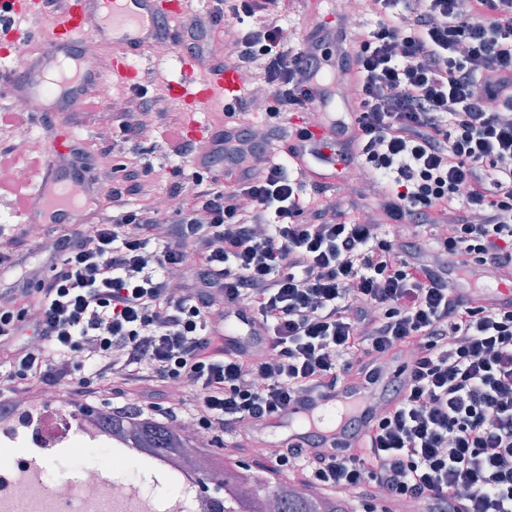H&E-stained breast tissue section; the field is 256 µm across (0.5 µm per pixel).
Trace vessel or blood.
<instances>
[{"mask_svg":"<svg viewBox=\"0 0 512 512\" xmlns=\"http://www.w3.org/2000/svg\"><path fill=\"white\" fill-rule=\"evenodd\" d=\"M44 0H0V26L12 29L16 20L40 14ZM192 0H67L42 40L66 67V74L52 79L39 70L0 67V99L9 100L14 90H22L33 110L69 112L91 90L96 65L81 54L90 18H97L96 36L111 49L105 66L113 76L126 82H139L142 71L138 59L155 45L154 36L164 24L177 21L191 7ZM180 78L171 82V96L182 102L185 111H223L242 96L240 69L227 66L216 74L197 71L192 57L178 59ZM83 186L72 176L58 175L45 167L35 190L19 198L17 209L23 216L48 224H76L81 218ZM347 398L344 391L314 401H297L287 411L268 419L271 427L288 428L283 446H296L305 433L326 436L339 434L346 422Z\"/></svg>","mask_w":512,"mask_h":512,"instance_id":"vessel-or-blood-1","label":"vessel or blood"}]
</instances>
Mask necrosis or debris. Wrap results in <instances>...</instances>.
<instances>
[{"instance_id":"1","label":"necrosis or debris","mask_w":512,"mask_h":512,"mask_svg":"<svg viewBox=\"0 0 512 512\" xmlns=\"http://www.w3.org/2000/svg\"><path fill=\"white\" fill-rule=\"evenodd\" d=\"M21 443L0 458L9 475L0 498L15 512H111L113 501L135 498L150 512H221L217 497L202 499L178 458L157 459L145 447L125 450L124 440L98 421L59 408L13 403L0 416V445Z\"/></svg>"}]
</instances>
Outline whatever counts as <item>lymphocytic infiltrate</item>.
<instances>
[{
  "label": "lymphocytic infiltrate",
  "mask_w": 512,
  "mask_h": 512,
  "mask_svg": "<svg viewBox=\"0 0 512 512\" xmlns=\"http://www.w3.org/2000/svg\"><path fill=\"white\" fill-rule=\"evenodd\" d=\"M375 29L357 49L310 56L288 47V0H211L180 21L198 69L234 65L276 102L262 135L227 125L207 150L178 148L200 171L176 205L134 207L156 194L148 165L118 163L91 225L46 224L53 247L29 266L30 225L0 234V390L35 396L56 385L88 399L119 379L148 393L134 419L182 412L240 447L294 401L384 382L381 404L351 414L356 446L323 437L291 446L273 471L356 498L421 512H512V305L476 304L455 273L512 275V0H363ZM229 50L212 53L216 38ZM336 71L358 112L319 114L332 137L295 138L331 155L341 176L367 158L376 203L361 187L336 202L299 192L276 155V116L315 113L302 88ZM112 115L125 140L178 141L163 94L128 97ZM153 115L143 125L138 115ZM223 167V182L204 179ZM386 224L410 234L379 238ZM432 225L434 239L414 228ZM246 317L240 339L224 320ZM81 361H73V354ZM188 385L193 407L151 395Z\"/></svg>",
  "instance_id": "obj_1"
}]
</instances>
